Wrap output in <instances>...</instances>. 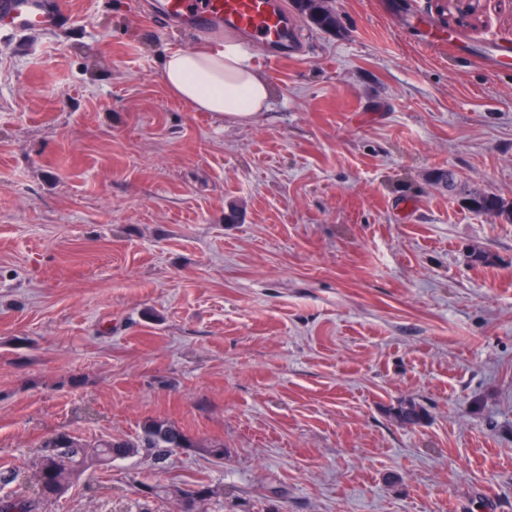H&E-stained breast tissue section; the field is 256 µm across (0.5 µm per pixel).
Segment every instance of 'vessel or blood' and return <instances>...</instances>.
<instances>
[{"mask_svg": "<svg viewBox=\"0 0 512 512\" xmlns=\"http://www.w3.org/2000/svg\"><path fill=\"white\" fill-rule=\"evenodd\" d=\"M160 27L178 24L204 37L231 27L260 40L268 61L294 57L300 40L282 0H157L150 12ZM64 0H0V31L60 34L78 25Z\"/></svg>", "mask_w": 512, "mask_h": 512, "instance_id": "obj_1", "label": "vessel or blood"}]
</instances>
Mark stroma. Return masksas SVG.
Segmentation results:
<instances>
[{
  "label": "stroma",
  "instance_id": "35a3bbf8",
  "mask_svg": "<svg viewBox=\"0 0 512 512\" xmlns=\"http://www.w3.org/2000/svg\"><path fill=\"white\" fill-rule=\"evenodd\" d=\"M134 2L0 33V497L54 433L153 417L223 456L91 467L43 512L199 483L207 512H512V222L461 200L512 201V0L452 31L433 0H331L303 56L248 46L274 97L245 125L168 93L161 53L205 41Z\"/></svg>",
  "mask_w": 512,
  "mask_h": 512
}]
</instances>
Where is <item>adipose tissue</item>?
<instances>
[{
    "label": "adipose tissue",
    "mask_w": 512,
    "mask_h": 512,
    "mask_svg": "<svg viewBox=\"0 0 512 512\" xmlns=\"http://www.w3.org/2000/svg\"><path fill=\"white\" fill-rule=\"evenodd\" d=\"M161 74L168 92L202 112L236 123L265 111L272 95L268 80L251 64L234 38L218 49L167 52Z\"/></svg>",
    "instance_id": "1"
}]
</instances>
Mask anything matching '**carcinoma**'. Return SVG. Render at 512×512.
<instances>
[{
  "label": "carcinoma",
  "instance_id": "obj_1",
  "mask_svg": "<svg viewBox=\"0 0 512 512\" xmlns=\"http://www.w3.org/2000/svg\"><path fill=\"white\" fill-rule=\"evenodd\" d=\"M438 6L440 20L445 25L455 22L457 27L467 28L480 20L481 0H442ZM296 7L311 27L326 32L339 29L336 12L326 0H296ZM463 202L474 212L495 214L507 219L512 217V203L496 195L470 192L463 197ZM398 417L405 424L419 425L426 418V409L409 401L399 407ZM46 447L56 449V453L46 460L38 457L32 465L31 480L37 489V496L0 498V512H39L41 503L64 493L90 461L110 463L115 459L143 455L159 465L176 448L212 456L224 454V445H201L182 429L160 418L146 419L142 423L141 434L135 440L110 437L88 442L60 432L47 442ZM221 495L220 487L202 485L185 512H203L207 502Z\"/></svg>",
  "mask_w": 512,
  "mask_h": 512
}]
</instances>
